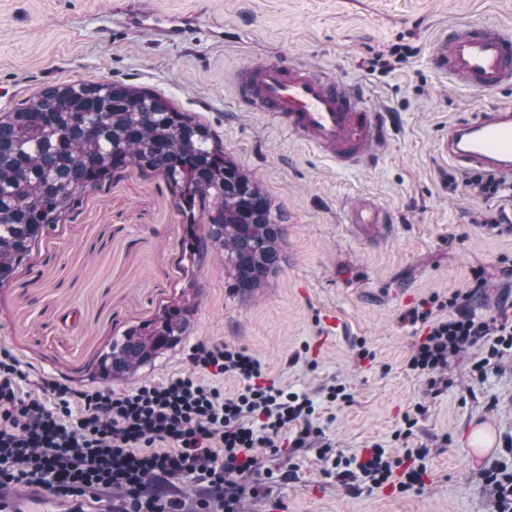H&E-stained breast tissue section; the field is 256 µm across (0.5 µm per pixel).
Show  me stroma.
<instances>
[{
  "label": "stroma",
  "instance_id": "obj_1",
  "mask_svg": "<svg viewBox=\"0 0 512 512\" xmlns=\"http://www.w3.org/2000/svg\"><path fill=\"white\" fill-rule=\"evenodd\" d=\"M143 13L183 20V36L147 29ZM466 21L512 31V0H0V114L71 81L155 91L219 136L286 228L279 271L243 296L221 257L182 261L183 220L161 177L134 168L113 176L0 285V352L25 372L23 389L56 379L130 390L190 372L196 343L235 346L262 362L267 383L315 408L301 447L287 430L261 450L271 492L245 498L243 512H494L482 472L512 465V355L483 378L470 373L479 349L452 356L448 385L435 393L406 368L420 331L401 320L423 301L471 288L478 274L488 286L472 298L473 313L512 305V232L475 224L486 202L436 152L450 122L512 100V86L478 97L435 72L436 34ZM395 49L400 61L383 63ZM276 58L357 88L367 109L387 115L382 154L342 168L245 110L238 73ZM368 202L391 222L370 238L349 223ZM181 301L191 313L176 347L132 377L98 375L113 339ZM328 312L340 320L332 336ZM339 385L346 398L330 399ZM479 427L493 436L483 453L470 444ZM405 429L408 441L397 440ZM327 443L347 457L376 444L395 455L428 449L424 484L401 493L342 479L320 458Z\"/></svg>",
  "mask_w": 512,
  "mask_h": 512
}]
</instances>
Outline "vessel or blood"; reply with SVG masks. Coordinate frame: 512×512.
<instances>
[{
  "label": "vessel or blood",
  "instance_id": "obj_1",
  "mask_svg": "<svg viewBox=\"0 0 512 512\" xmlns=\"http://www.w3.org/2000/svg\"><path fill=\"white\" fill-rule=\"evenodd\" d=\"M431 60L443 77L461 79L477 95L512 85V35L487 23L463 22L442 32ZM242 104L280 123L294 139L325 152L337 165L365 163L380 141L378 113L365 109L350 86L310 67L269 60L237 77ZM438 153L463 171H480L512 190V105H500L449 125ZM39 491L0 492V512H55Z\"/></svg>",
  "mask_w": 512,
  "mask_h": 512
}]
</instances>
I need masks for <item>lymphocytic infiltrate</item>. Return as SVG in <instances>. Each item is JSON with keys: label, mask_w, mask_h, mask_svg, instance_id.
Segmentation results:
<instances>
[{"label": "lymphocytic infiltrate", "mask_w": 512, "mask_h": 512, "mask_svg": "<svg viewBox=\"0 0 512 512\" xmlns=\"http://www.w3.org/2000/svg\"><path fill=\"white\" fill-rule=\"evenodd\" d=\"M475 276L471 290L409 308L402 321L422 326L406 367L428 377L432 389L447 386L450 356L480 347L472 366L486 375L512 351V315L501 309L491 317L469 313L474 292L486 288ZM190 373L162 384L144 383L118 392L90 388L74 392L67 384L42 381L38 392L20 394L26 375L9 354L0 355V487H39L60 497L79 498L92 489H116L115 512H183L175 495L152 491L157 479L206 484L198 512H240L244 496H258L259 449L274 447L284 428L294 425L296 444L311 433L312 401L303 394L265 384L262 363L245 350L198 343L189 355ZM232 374L243 386L232 397L199 381V374ZM52 403H45L44 395ZM81 411L73 413L72 397ZM169 444L166 452L156 451ZM425 448L395 456L381 446L343 460V477L361 478L375 488L402 492L423 484Z\"/></svg>", "instance_id": "1"}]
</instances>
